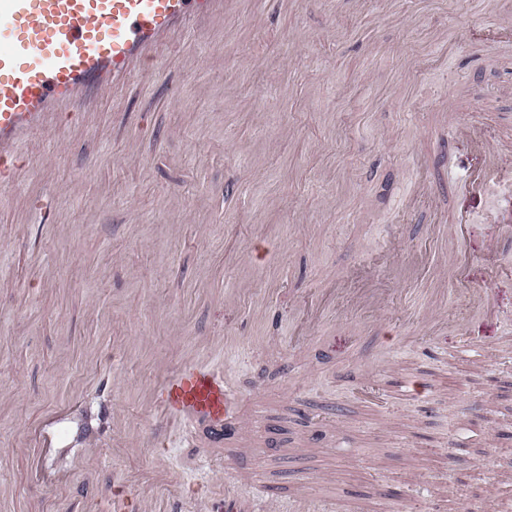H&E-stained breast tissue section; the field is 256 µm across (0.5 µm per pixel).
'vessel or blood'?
Wrapping results in <instances>:
<instances>
[{
	"instance_id": "vessel-or-blood-1",
	"label": "vessel or blood",
	"mask_w": 512,
	"mask_h": 512,
	"mask_svg": "<svg viewBox=\"0 0 512 512\" xmlns=\"http://www.w3.org/2000/svg\"><path fill=\"white\" fill-rule=\"evenodd\" d=\"M236 0H0V187L22 164L18 144L33 135H61L95 96L114 91L133 74L154 76L153 53L192 27L226 13ZM116 389L111 375L96 384L106 400L93 439L72 445L71 418L60 410L45 418L34 434L41 444L38 466L53 470L55 455L70 449L73 458L100 467L113 451L147 447L144 438L122 435L118 424L135 407L112 409ZM142 403L160 423L183 427L204 422L217 427L238 416V401L216 370L195 356L158 387L146 390ZM126 483H117L111 505L91 512H129Z\"/></svg>"
}]
</instances>
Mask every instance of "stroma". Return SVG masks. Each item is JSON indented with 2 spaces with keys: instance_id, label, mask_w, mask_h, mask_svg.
Listing matches in <instances>:
<instances>
[{
  "instance_id": "35a3bbf8",
  "label": "stroma",
  "mask_w": 512,
  "mask_h": 512,
  "mask_svg": "<svg viewBox=\"0 0 512 512\" xmlns=\"http://www.w3.org/2000/svg\"><path fill=\"white\" fill-rule=\"evenodd\" d=\"M480 45L470 55L469 45ZM0 188V512H88L112 473L150 512L235 470L335 512H482L512 480V280L487 359L456 337L503 190H461L485 138L512 165V24L500 0H253L162 47ZM454 139H447L449 126ZM470 227L459 248L448 227ZM243 430L37 475L32 431L122 359L136 402L203 337Z\"/></svg>"
}]
</instances>
